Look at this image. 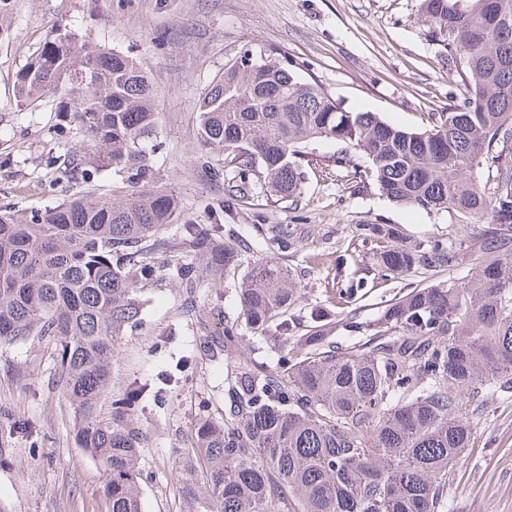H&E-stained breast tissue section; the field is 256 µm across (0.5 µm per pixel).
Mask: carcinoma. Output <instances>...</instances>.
<instances>
[{"instance_id": "obj_1", "label": "carcinoma", "mask_w": 512, "mask_h": 512, "mask_svg": "<svg viewBox=\"0 0 512 512\" xmlns=\"http://www.w3.org/2000/svg\"><path fill=\"white\" fill-rule=\"evenodd\" d=\"M424 18L445 37L466 85L461 103L432 114L424 131L345 109L304 83L280 59L249 48L225 65L199 106V159L237 200L251 190L301 193L302 145H343L334 162L388 199L462 227L481 224L479 243L462 234L406 242L388 224H361L379 246L384 276L454 270L390 301L372 321L348 312L339 346L292 311L288 270L260 261L238 282L246 326L272 339L297 338L273 369L241 352L227 376L229 409L199 422L191 447L174 460L180 512H438L448 471L469 447L465 396L512 389V0H422ZM17 101L51 103L56 129L79 139L72 175L88 184L106 168L130 181L151 178L156 89L129 56L63 28L15 74ZM359 147L363 162L347 148ZM493 177L481 183L478 171ZM168 191L122 200L78 192L44 210L0 212V344L40 336L55 342L59 384L79 415L80 447L105 475L109 512H142L138 460L149 437L134 418L136 397L98 410L112 354L140 319L137 285L163 274L193 283L195 260L155 264L157 230L178 219ZM204 270L228 275L241 253L213 251L198 237ZM365 287L338 291L343 305Z\"/></svg>"}]
</instances>
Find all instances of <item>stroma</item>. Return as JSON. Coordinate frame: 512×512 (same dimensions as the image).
<instances>
[{"label":"stroma","instance_id":"obj_1","mask_svg":"<svg viewBox=\"0 0 512 512\" xmlns=\"http://www.w3.org/2000/svg\"><path fill=\"white\" fill-rule=\"evenodd\" d=\"M422 0H14L0 25V210L42 208L86 189L121 198L125 173L105 170L82 185L65 171L77 138L57 139L47 107L17 102L13 81L50 33L66 28L90 43L128 55L157 89L163 143L149 184L172 192L180 220L160 229L154 257L190 255L186 227H231L242 249L241 271L274 260L295 282V312L343 317L336 286L364 278L360 320L378 317L386 301L429 284L426 272L381 277L374 245L357 227L393 224L412 241L448 239L447 213L427 214L356 186L337 167L335 142L308 147L306 179L294 198L225 196L197 162L200 99L231 57L261 46L291 65L301 81L330 92L345 109L375 112L388 123L422 131L430 113L461 102L465 86L448 48L422 16ZM236 277L205 275L193 285L169 278L143 284L141 320L127 328L112 359V402L138 391L136 417L149 435L141 452L144 512H180L172 462L190 447L199 420L224 415V377L237 352L275 365L277 352L247 326L224 350V325L241 312ZM55 344L31 337L0 346V512H106L104 477L75 438L76 412L58 379ZM470 445L448 476L447 512H512V391L478 394L470 406Z\"/></svg>","mask_w":512,"mask_h":512}]
</instances>
